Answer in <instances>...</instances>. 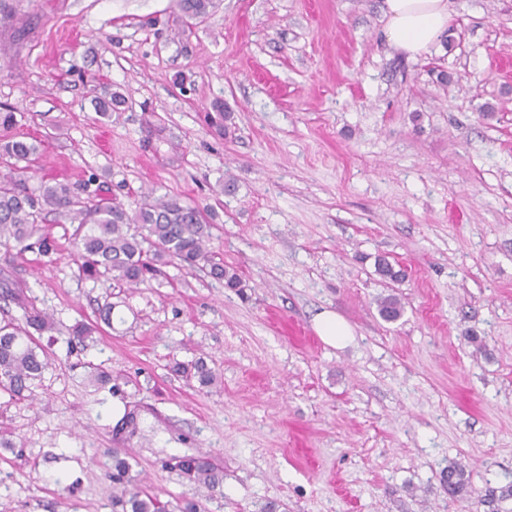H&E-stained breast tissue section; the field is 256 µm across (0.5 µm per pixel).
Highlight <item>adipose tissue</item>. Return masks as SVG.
<instances>
[{"mask_svg": "<svg viewBox=\"0 0 512 512\" xmlns=\"http://www.w3.org/2000/svg\"><path fill=\"white\" fill-rule=\"evenodd\" d=\"M383 15L386 41L411 56L427 52L451 22L448 0H384Z\"/></svg>", "mask_w": 512, "mask_h": 512, "instance_id": "obj_1", "label": "adipose tissue"}]
</instances>
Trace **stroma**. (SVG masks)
<instances>
[{
	"label": "stroma",
	"mask_w": 512,
	"mask_h": 512,
	"mask_svg": "<svg viewBox=\"0 0 512 512\" xmlns=\"http://www.w3.org/2000/svg\"><path fill=\"white\" fill-rule=\"evenodd\" d=\"M0 4V112L41 142L30 186L208 206L243 281L84 280L55 217L48 255L0 252L10 317L48 312L60 359L29 400L0 395V512H112L113 448L171 512H512V0H449L447 43L414 59L384 41L383 0H218L191 27L176 0ZM108 92L125 103L104 122ZM108 298L112 325L69 348ZM324 310L346 347L318 336ZM197 358L204 390L169 371ZM196 454L222 494L182 477ZM314 328L325 343L337 348L345 346L353 336L349 324L330 310L317 315Z\"/></svg>",
	"instance_id": "1"
}]
</instances>
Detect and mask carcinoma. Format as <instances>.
Segmentation results:
<instances>
[{
  "label": "carcinoma",
  "instance_id": "1",
  "mask_svg": "<svg viewBox=\"0 0 512 512\" xmlns=\"http://www.w3.org/2000/svg\"><path fill=\"white\" fill-rule=\"evenodd\" d=\"M188 24L206 18L217 7L216 0H177ZM122 99L117 95L96 101L98 113L110 118ZM21 126L15 112H0V246L20 251L49 253V240L42 235L46 214L64 218L76 225L74 244L81 260L80 271L87 279L140 282L156 266L175 264L189 270L207 272L225 287H241L237 272L214 261L207 250L210 224L205 209L178 198H159L139 203L133 209L100 197L98 191L82 196L62 182H40L32 188L24 173L37 159L40 144L17 131ZM378 312L386 321H396L403 313L398 298L379 301ZM47 313L32 308L25 324L0 319V391L10 399L31 397L44 372L57 360L55 353L42 346L38 337L52 331ZM98 326L78 324L72 329L70 345H83ZM172 371L199 387L214 384L216 375L203 360L177 362ZM121 448L112 450V479L116 493L112 507L119 512H169L168 504L144 492L132 475V465ZM181 474L211 494L222 492L223 471L207 456H186L178 461ZM464 470L448 467V496L465 492Z\"/></svg>",
  "mask_w": 512,
  "mask_h": 512
}]
</instances>
